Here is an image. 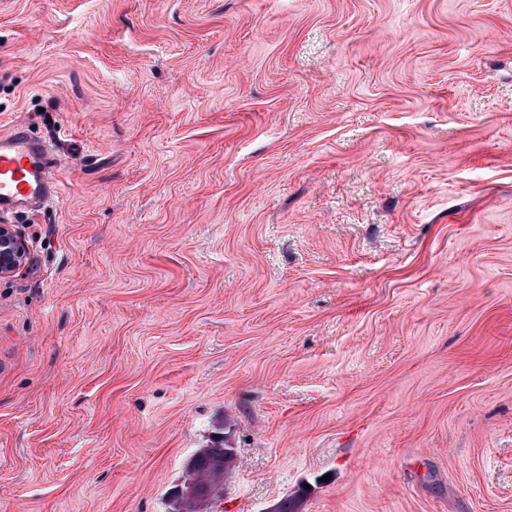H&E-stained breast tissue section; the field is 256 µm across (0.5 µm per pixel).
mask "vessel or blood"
Segmentation results:
<instances>
[{"instance_id":"b4317fda","label":"vessel or blood","mask_w":512,"mask_h":512,"mask_svg":"<svg viewBox=\"0 0 512 512\" xmlns=\"http://www.w3.org/2000/svg\"><path fill=\"white\" fill-rule=\"evenodd\" d=\"M48 143L16 124L0 132V214L24 207L37 210L56 201L60 183L51 175Z\"/></svg>"}]
</instances>
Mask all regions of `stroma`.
<instances>
[{"label": "stroma", "instance_id": "obj_1", "mask_svg": "<svg viewBox=\"0 0 512 512\" xmlns=\"http://www.w3.org/2000/svg\"><path fill=\"white\" fill-rule=\"evenodd\" d=\"M0 512H512V0H0ZM54 157L48 143L24 124L0 132V214L15 208L39 210L60 196L51 176ZM24 240L10 224H0V274L15 269L25 257ZM214 448L221 447L214 445L201 449L190 461L200 491L216 476L228 481L240 464L234 448H225L224 455L218 454ZM195 481L194 476L186 470L183 479L176 484L177 487L172 489L171 493L179 494V497L192 496L194 512H211L213 503L224 496L226 483L216 480L206 491L199 493Z\"/></svg>", "mask_w": 512, "mask_h": 512}]
</instances>
